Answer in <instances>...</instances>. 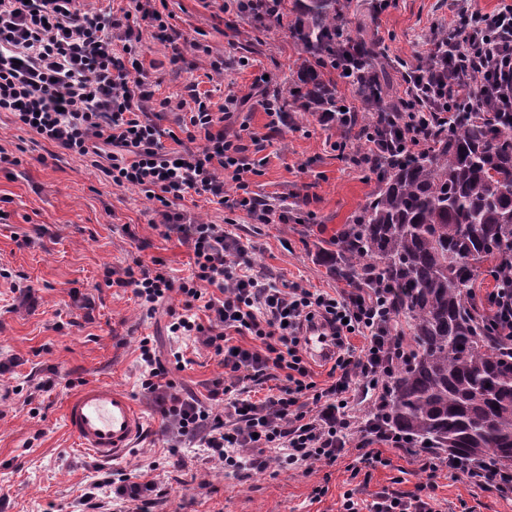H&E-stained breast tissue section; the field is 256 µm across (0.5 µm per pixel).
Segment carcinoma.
Listing matches in <instances>:
<instances>
[{
	"label": "carcinoma",
	"mask_w": 512,
	"mask_h": 512,
	"mask_svg": "<svg viewBox=\"0 0 512 512\" xmlns=\"http://www.w3.org/2000/svg\"><path fill=\"white\" fill-rule=\"evenodd\" d=\"M341 0H292L288 30L300 46L291 100L358 136L326 74L349 66L368 125L390 130L394 112L373 44L337 38ZM477 110L459 112L418 156L380 161L379 183L357 222L324 251L337 279L394 288L393 309L411 330L412 356L387 381L386 429L424 451L445 449L512 466V342L492 328L472 283L512 286V113L475 90Z\"/></svg>",
	"instance_id": "obj_1"
}]
</instances>
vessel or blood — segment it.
Listing matches in <instances>:
<instances>
[{
    "label": "vessel or blood",
    "mask_w": 512,
    "mask_h": 512,
    "mask_svg": "<svg viewBox=\"0 0 512 512\" xmlns=\"http://www.w3.org/2000/svg\"><path fill=\"white\" fill-rule=\"evenodd\" d=\"M305 347L308 355L319 361L336 351L331 337L318 326L306 331ZM64 417L79 447L105 461L122 458L143 431V418L134 400L107 383L84 385L67 401Z\"/></svg>",
    "instance_id": "1"
}]
</instances>
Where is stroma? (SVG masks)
I'll list each match as a JSON object with an SVG mask.
<instances>
[{"label": "stroma", "mask_w": 512, "mask_h": 512, "mask_svg": "<svg viewBox=\"0 0 512 512\" xmlns=\"http://www.w3.org/2000/svg\"><path fill=\"white\" fill-rule=\"evenodd\" d=\"M170 41L143 30L141 60L155 99L179 101L197 84L219 105L227 93L247 96L240 109L249 134L246 156L256 170L250 191L286 222L259 224L245 213L188 197L187 221L220 224L244 248L243 265L258 277L335 291L338 282L318 256L324 242L352 224L377 187V176L353 165L361 141L345 137L319 115L290 110L278 130L267 127L262 96L286 97L296 83L300 50L287 25L272 24L224 0H167ZM344 34L366 25L390 94L404 72L425 58L434 26L448 22V0H347ZM197 41L200 51L187 49ZM184 59L170 64L174 48ZM224 63L222 81L207 78L210 59ZM0 147L19 152L17 166H0V358L13 359L0 375L8 401L0 402V512H72L101 473L132 471L172 481L158 512H340L343 494L371 500L382 490L416 493L426 476L425 453L384 448L389 466L361 463L356 448L333 466L305 475L288 470L228 476L199 447L171 449L160 414L140 388L139 341L151 337L161 358L181 347L186 365L171 370L183 394L206 398L224 368L192 339L173 340L169 310H181L171 294L164 309L146 317L131 289L108 286L106 273L123 271L135 258L162 263L174 279L190 275L191 249L177 235L153 227V201L135 188L104 182L89 161L64 155L47 159L32 134L17 130L0 112ZM51 390H37L44 379ZM109 383L126 390L144 420L143 432L122 459L98 462L68 433L64 405L72 386ZM321 497H313L314 487ZM436 512H512V500L473 487L440 469L431 492Z\"/></svg>", "instance_id": "35a3bbf8"}]
</instances>
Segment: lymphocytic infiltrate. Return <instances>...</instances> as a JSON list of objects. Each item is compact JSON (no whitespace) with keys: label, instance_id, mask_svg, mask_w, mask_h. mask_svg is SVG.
<instances>
[{"label":"lymphocytic infiltrate","instance_id":"1","mask_svg":"<svg viewBox=\"0 0 512 512\" xmlns=\"http://www.w3.org/2000/svg\"><path fill=\"white\" fill-rule=\"evenodd\" d=\"M446 30L434 34L430 61L404 75L395 132L366 127L358 164L397 151L419 154L454 113L474 107V87L494 92L496 109L512 112V0L497 11L450 0ZM168 37L169 25L153 0H126L119 11L85 9L80 0H0V112L43 144L88 160L116 188L135 187L155 201L166 233L177 234L194 255L192 273L173 283L159 267L135 260L116 278L132 289L146 312L178 293L181 312L171 315L174 336L195 338L218 357L222 377L207 402L183 395L169 379L150 337L139 341L140 386L173 430L174 443L198 441L225 472L284 468L308 473L334 465L345 454L361 412L381 395L385 377L407 356L395 329L385 289L355 286L336 294L264 281L239 265L240 244L218 224H188L178 211L186 195L217 198L260 224L271 212L249 192L253 172L241 132L232 125L242 102L230 94L213 105L209 94L154 100L148 73L133 44L135 29ZM187 111L173 145L149 117L152 104ZM238 192L224 196L225 182ZM328 326L337 346L318 386L301 336L314 321ZM252 347H235L234 336ZM362 337L361 348L349 339ZM269 384L264 398L245 396L244 383ZM469 484L512 499V471L484 463H449ZM169 494L166 484L124 476L115 488L127 512H153ZM342 512H435L427 495L382 493L371 502L344 493Z\"/></svg>","mask_w":512,"mask_h":512}]
</instances>
